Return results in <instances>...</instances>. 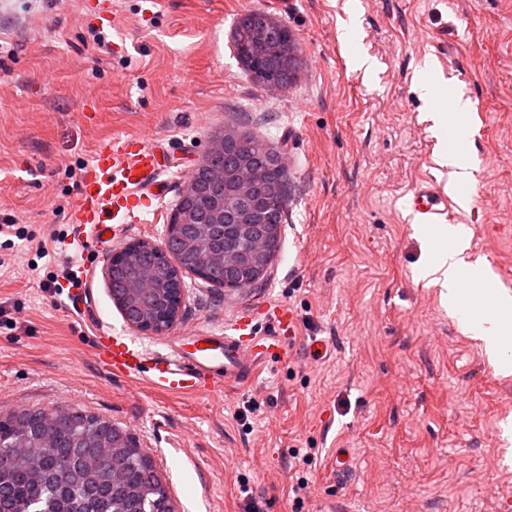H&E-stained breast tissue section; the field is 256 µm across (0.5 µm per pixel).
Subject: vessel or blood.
Returning a JSON list of instances; mask_svg holds the SVG:
<instances>
[{
    "label": "vessel or blood",
    "mask_w": 512,
    "mask_h": 512,
    "mask_svg": "<svg viewBox=\"0 0 512 512\" xmlns=\"http://www.w3.org/2000/svg\"><path fill=\"white\" fill-rule=\"evenodd\" d=\"M167 159V148L142 134L100 140L70 212L75 240L97 248L115 247L119 225L136 218L142 206L159 197L158 177ZM451 203L436 183L423 181L408 193L405 208L418 223L447 224ZM272 317L274 331L269 336L250 334V320L244 314L222 330L176 337L162 352L103 333L97 338L95 357L114 377H142L165 393L209 396L226 383L248 378L255 362L280 351L283 339L294 332V318L280 308Z\"/></svg>",
    "instance_id": "vessel-or-blood-1"
}]
</instances>
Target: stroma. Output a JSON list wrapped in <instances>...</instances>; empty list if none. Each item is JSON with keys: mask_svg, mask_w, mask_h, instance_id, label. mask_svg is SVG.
Wrapping results in <instances>:
<instances>
[{"mask_svg": "<svg viewBox=\"0 0 512 512\" xmlns=\"http://www.w3.org/2000/svg\"><path fill=\"white\" fill-rule=\"evenodd\" d=\"M351 44L339 39L347 0H0V222L29 239L0 273V412L66 405L106 417L152 458L176 512H512V374L419 269L428 259L404 209L410 187L447 183L440 140L415 86L433 60L472 102L473 203L459 212L473 257L512 277V0H358ZM263 10L299 43L295 83L273 91L245 72L234 20ZM102 28L111 53L93 48ZM369 55L372 73L352 69ZM259 136L292 174L282 247L247 290L184 277L179 320L162 334L130 327L91 249L40 256L69 209L96 143L143 134L163 141L167 192L126 240L161 243L189 175L225 127ZM94 270L91 307L40 288L29 264ZM298 334L250 380L215 395L165 394L96 361L99 330L161 351L195 328L242 313L270 330L269 306ZM257 403L249 411V403ZM310 453L301 508L290 494L294 450ZM346 452V469L330 460Z\"/></svg>", "mask_w": 512, "mask_h": 512, "instance_id": "stroma-1", "label": "stroma"}]
</instances>
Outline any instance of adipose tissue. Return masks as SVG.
I'll list each match as a JSON object with an SVG mask.
<instances>
[{
  "label": "adipose tissue",
  "instance_id": "adipose-tissue-1",
  "mask_svg": "<svg viewBox=\"0 0 512 512\" xmlns=\"http://www.w3.org/2000/svg\"><path fill=\"white\" fill-rule=\"evenodd\" d=\"M417 91L422 100L435 105V123H447L450 130L461 131L463 120L470 110L468 102L456 98L446 85L424 81ZM441 167L447 168L448 191L455 194L460 205H468L462 195L463 187L474 180L472 166L461 147L442 150L438 156ZM424 237L433 239L436 255L422 270V278L441 289L442 297L451 310L464 313L465 329L483 341L486 352L498 363L501 374L512 373V337H507L500 322L501 317L512 314V295L493 288L491 280L478 272L469 260L470 240L461 228L448 224L439 228H423ZM482 293L488 313L474 316L470 303L475 293Z\"/></svg>",
  "mask_w": 512,
  "mask_h": 512
}]
</instances>
